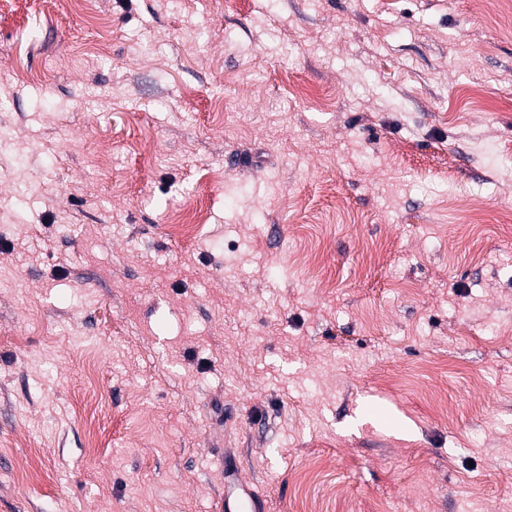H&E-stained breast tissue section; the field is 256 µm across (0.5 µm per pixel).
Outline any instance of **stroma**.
I'll return each instance as SVG.
<instances>
[{"label":"stroma","mask_w":512,"mask_h":512,"mask_svg":"<svg viewBox=\"0 0 512 512\" xmlns=\"http://www.w3.org/2000/svg\"><path fill=\"white\" fill-rule=\"evenodd\" d=\"M1 127L0 512H512V0H0ZM266 499L241 480L231 460L224 462V497L217 512H265Z\"/></svg>","instance_id":"1"}]
</instances>
